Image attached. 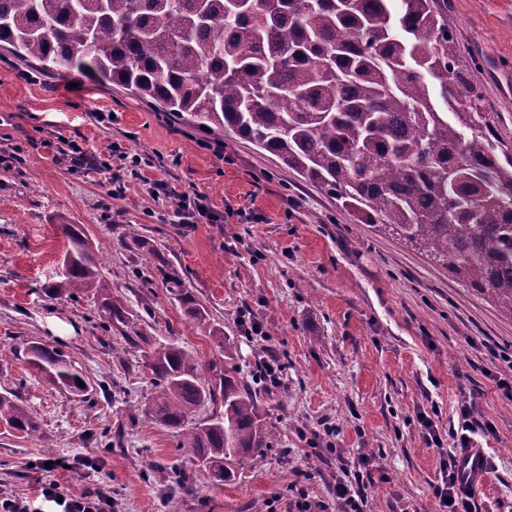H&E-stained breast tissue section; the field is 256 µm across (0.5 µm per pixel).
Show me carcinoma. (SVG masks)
I'll use <instances>...</instances> for the list:
<instances>
[{"mask_svg":"<svg viewBox=\"0 0 512 512\" xmlns=\"http://www.w3.org/2000/svg\"><path fill=\"white\" fill-rule=\"evenodd\" d=\"M0 47L233 131L512 314V134L481 111L445 0H0ZM62 229L65 272L48 289L91 292L119 314L81 225ZM158 271L186 317L234 359L236 338ZM26 354L54 387L88 392L58 347L35 341ZM149 368L155 393L141 412L174 430L214 483L272 447L274 427L238 368L213 363L208 381L173 345L157 347ZM208 402L224 411L196 420ZM0 424L40 430L8 391Z\"/></svg>","mask_w":512,"mask_h":512,"instance_id":"obj_1","label":"carcinoma"}]
</instances>
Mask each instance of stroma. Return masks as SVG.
Listing matches in <instances>:
<instances>
[{
    "label": "stroma",
    "mask_w": 512,
    "mask_h": 512,
    "mask_svg": "<svg viewBox=\"0 0 512 512\" xmlns=\"http://www.w3.org/2000/svg\"><path fill=\"white\" fill-rule=\"evenodd\" d=\"M448 25L486 111L512 130V0H448ZM111 170L71 172L68 142ZM168 195L153 196L156 183ZM203 196L213 220L191 223L182 196ZM82 225L125 315L107 318L90 293H47L69 247L60 222ZM164 274H157V266ZM179 277L216 328L238 339L236 363L285 365L260 391L274 448L214 484L171 430L139 415L153 387L146 354L173 344L223 364L211 337L166 286ZM262 330L244 336L241 317ZM61 347L87 396L46 382L25 348ZM0 393L22 399L41 427H0V500L38 499L42 483L112 498V512H336V485L359 480L367 512H438L432 493L462 401L493 433L477 437L492 469L477 512H512V315L418 253L361 223L324 190L232 132L214 133L128 90L56 74L0 52ZM439 405L442 446L419 414ZM74 463L49 470L44 460Z\"/></svg>",
    "instance_id": "stroma-1"
}]
</instances>
